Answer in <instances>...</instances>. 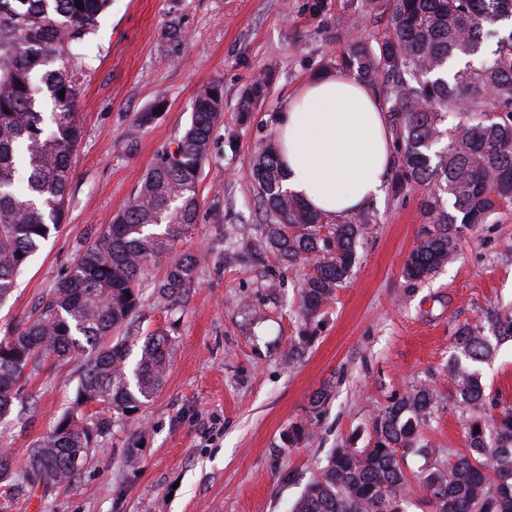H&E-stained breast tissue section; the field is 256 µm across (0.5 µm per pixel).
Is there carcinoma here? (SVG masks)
<instances>
[{
	"mask_svg": "<svg viewBox=\"0 0 512 512\" xmlns=\"http://www.w3.org/2000/svg\"><path fill=\"white\" fill-rule=\"evenodd\" d=\"M83 3V9L76 4ZM109 0H0V303L16 288V275L42 240L61 223L73 178L72 154L81 136L75 50L86 45ZM390 31L373 47L359 40L342 59L345 69L382 86L384 118L398 155L390 190L427 189L425 225L404 265V277L431 278L455 257L464 229L512 212V0H389ZM495 48L480 65H459L487 42ZM268 81L244 89L240 111L263 100ZM65 95H59L60 91ZM166 101L138 113L151 124ZM224 88L203 86L191 120L159 157L128 207L104 225L37 316L0 340V419L11 414L22 382L47 361L76 363L80 382L73 404L53 430L29 449L23 468L0 449V481L22 473L30 486L70 487L80 469L76 452L93 448L112 418L86 416L100 404L125 416L156 394L169 366L172 339L157 331L144 339L128 323L142 299L148 266L187 238L197 224L198 182L222 121ZM459 121L448 126V116ZM24 161L19 168L18 160ZM251 178L263 223L253 248L230 251V263L273 255L311 272L299 287L298 334L288 362L316 339L315 323L352 274L357 245L376 215L362 210L342 220L319 214L281 188L278 147L270 140L255 153ZM200 257L175 256L153 296L165 306L195 280ZM512 339V308L486 311L478 323L458 326L448 355V398L473 413L465 445L440 456L423 429L432 419L437 390L420 384L372 415L362 448L333 449L292 512H406L411 482L405 455L424 459L416 478L428 512H512V403L486 394L481 367ZM311 434L296 423L283 443Z\"/></svg>",
	"mask_w": 512,
	"mask_h": 512,
	"instance_id": "cac0c4a2",
	"label": "carcinoma"
}]
</instances>
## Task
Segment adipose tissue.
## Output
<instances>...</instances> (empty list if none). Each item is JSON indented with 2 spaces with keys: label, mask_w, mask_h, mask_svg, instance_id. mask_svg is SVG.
<instances>
[{
  "label": "adipose tissue",
  "mask_w": 512,
  "mask_h": 512,
  "mask_svg": "<svg viewBox=\"0 0 512 512\" xmlns=\"http://www.w3.org/2000/svg\"><path fill=\"white\" fill-rule=\"evenodd\" d=\"M283 185L319 213L348 217L382 193L393 139L379 100L349 73L304 84L277 116Z\"/></svg>",
  "instance_id": "adipose-tissue-1"
}]
</instances>
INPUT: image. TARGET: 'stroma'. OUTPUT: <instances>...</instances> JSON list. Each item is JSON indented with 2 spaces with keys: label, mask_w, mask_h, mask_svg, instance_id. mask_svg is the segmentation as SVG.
<instances>
[{
  "label": "stroma",
  "mask_w": 512,
  "mask_h": 512,
  "mask_svg": "<svg viewBox=\"0 0 512 512\" xmlns=\"http://www.w3.org/2000/svg\"><path fill=\"white\" fill-rule=\"evenodd\" d=\"M366 0H112L74 72L82 137L62 223L30 257L0 306V339L31 321L57 282L112 216L125 209L158 155L188 126L204 85L224 86V119L198 183L197 227L177 252L204 263L176 302L152 295L170 260L157 258L143 282L131 331L173 340L162 386L138 413L115 420L78 485L19 493L0 485V512H290L328 452L364 446L370 417L419 382L441 398L423 435L440 452L464 444L466 412L449 403L450 338L491 306H512V214L465 229L456 257L425 281L403 276L426 222L424 191L384 192L377 222L357 248L350 280L324 310L315 343L296 363L284 354L298 322L297 290L308 268L274 260L229 264L260 219L250 178L256 146L298 88L338 63L353 35L382 40L385 24L353 20ZM179 34L178 54L170 37ZM268 74L267 97L240 118V96ZM151 125L135 118L156 99ZM135 137L133 152L121 143ZM274 283L275 292L265 284ZM78 387L76 365L42 368L24 383L22 404L0 421V448L23 461ZM330 397L320 416L316 393ZM311 421L312 440L283 445L288 427ZM138 461L128 465V454Z\"/></svg>",
  "instance_id": "35a3bbf8"
}]
</instances>
